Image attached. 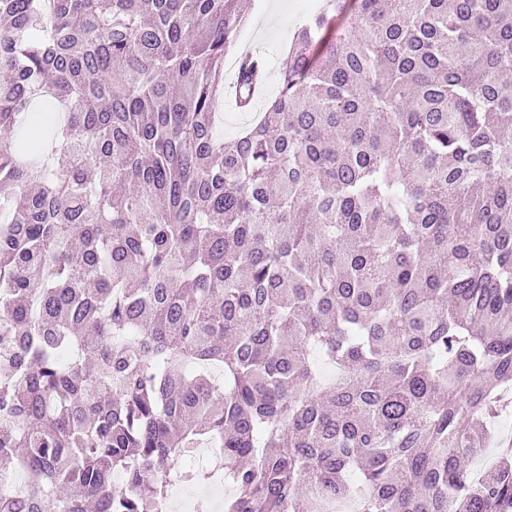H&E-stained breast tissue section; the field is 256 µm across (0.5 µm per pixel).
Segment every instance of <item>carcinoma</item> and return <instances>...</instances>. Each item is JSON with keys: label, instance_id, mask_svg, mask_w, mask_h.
<instances>
[{"label": "carcinoma", "instance_id": "cac0c4a2", "mask_svg": "<svg viewBox=\"0 0 512 512\" xmlns=\"http://www.w3.org/2000/svg\"><path fill=\"white\" fill-rule=\"evenodd\" d=\"M246 23L0 0V472L33 489L0 512H149L204 442L224 512H512V451L463 465L512 390V0H324L224 138ZM263 106L264 100L261 99L255 111L245 115L238 111L233 104H226L224 102V110H222L224 119L219 125L218 133L224 135V137L233 136L235 133H238L244 127L251 124L259 113L262 112Z\"/></svg>", "mask_w": 512, "mask_h": 512}]
</instances>
